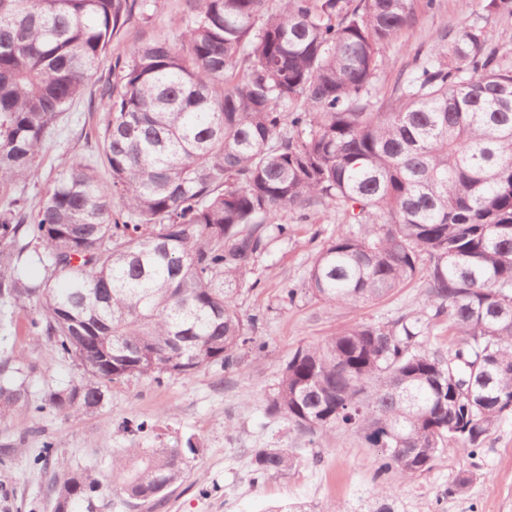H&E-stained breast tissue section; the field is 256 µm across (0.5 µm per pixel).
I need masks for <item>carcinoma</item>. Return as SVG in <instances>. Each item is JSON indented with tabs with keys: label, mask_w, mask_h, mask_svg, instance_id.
I'll return each instance as SVG.
<instances>
[{
	"label": "carcinoma",
	"mask_w": 512,
	"mask_h": 512,
	"mask_svg": "<svg viewBox=\"0 0 512 512\" xmlns=\"http://www.w3.org/2000/svg\"><path fill=\"white\" fill-rule=\"evenodd\" d=\"M423 2L198 0L177 27L109 58L151 0H0V182L39 176L47 134L98 85V150L65 159L33 207L0 211V303L33 308L28 332L80 361L38 412L98 408L130 377L233 364L257 317L235 294L288 235L286 209L339 210L358 230L317 253L309 292L357 308L424 279L426 311L342 327L299 346L268 411L312 438L338 428L411 481L445 445L474 452L512 413V0L432 36L388 99L376 84ZM107 75H98L105 62ZM107 169L103 182L98 167ZM43 263L35 281L24 252ZM448 321V353L431 326ZM0 362V418L29 405ZM196 448H128L113 460L126 505L151 512ZM65 469L55 502L112 512L95 473ZM260 477L296 466L255 454Z\"/></svg>",
	"instance_id": "carcinoma-1"
}]
</instances>
